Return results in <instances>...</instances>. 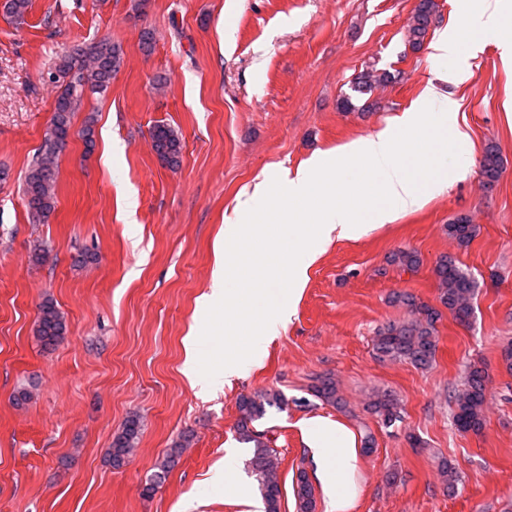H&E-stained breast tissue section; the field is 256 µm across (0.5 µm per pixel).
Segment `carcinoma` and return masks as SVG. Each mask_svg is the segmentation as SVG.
<instances>
[{
	"instance_id": "carcinoma-1",
	"label": "carcinoma",
	"mask_w": 512,
	"mask_h": 512,
	"mask_svg": "<svg viewBox=\"0 0 512 512\" xmlns=\"http://www.w3.org/2000/svg\"><path fill=\"white\" fill-rule=\"evenodd\" d=\"M31 0H0V11L11 18L13 23L22 25L28 13ZM435 0H419L415 13L408 25V44L412 49L422 47L430 28V19L436 13ZM123 63L120 46L101 41L87 46H76L59 58L51 79L62 80L63 89L55 101L54 116L47 130L43 144L36 155L23 183L28 214L35 223L45 222L56 206V184L58 177L57 160L59 153L67 145L71 136L70 115L79 108L88 93L101 95L110 87L112 74ZM394 79L388 72L375 68L361 71L351 86L352 94L339 103L343 112H368L376 106L371 99L374 90ZM153 149L160 162L171 169L180 163L182 143L177 133L169 126L159 124L151 131ZM502 171L501 158L493 147L485 149L481 159V175L484 184L492 185ZM477 234V226L469 217H455L448 224V236L460 245H467ZM398 266L413 270L420 265L418 255L409 250H399L392 256ZM439 282L440 302L453 318L462 325L470 323L473 314V299L476 291L474 277L463 269L454 257L442 255L434 268ZM394 303L409 309L411 318L403 322L389 323L380 328L374 339V350L381 359L399 360L411 363L418 368H428L435 362L438 336L436 323L440 318L437 308L417 300L407 292L393 295ZM36 337L41 347L49 351L61 342L66 334L63 313L56 303L47 298L40 305L36 323ZM312 395L320 401L340 406L333 379L324 377L312 386ZM455 412L454 423L464 432H478L484 425V405L486 400L485 372L475 365L469 367L463 385L453 395ZM288 399L277 390H266L243 396L238 401L241 419L238 424V438L252 445L249 467L257 476L265 512H280L281 487L278 473V459L275 449L269 445L266 434L252 427L261 419L268 407L282 408ZM368 410L391 426L402 420L398 399L389 391H377L371 395ZM141 431V420L137 415L127 418L120 432L112 439L108 450V461L114 468L122 467L133 455ZM184 437L168 449L166 455L156 464V471L143 488V493L151 494L165 480L170 470L178 463L185 443ZM446 490L453 493L457 489L458 476L455 467L448 461L440 463ZM297 512H315L314 487L306 472L298 471L295 480Z\"/></svg>"
}]
</instances>
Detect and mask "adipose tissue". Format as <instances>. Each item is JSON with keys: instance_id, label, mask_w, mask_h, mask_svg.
I'll list each match as a JSON object with an SVG mask.
<instances>
[{"instance_id": "adipose-tissue-1", "label": "adipose tissue", "mask_w": 512, "mask_h": 512, "mask_svg": "<svg viewBox=\"0 0 512 512\" xmlns=\"http://www.w3.org/2000/svg\"><path fill=\"white\" fill-rule=\"evenodd\" d=\"M495 33L504 57H512V0H463L459 19L435 45L438 57L481 50L487 33ZM302 439L311 452L314 476L328 494L330 512H347L357 496L359 450L353 433L326 417L304 421Z\"/></svg>"}]
</instances>
